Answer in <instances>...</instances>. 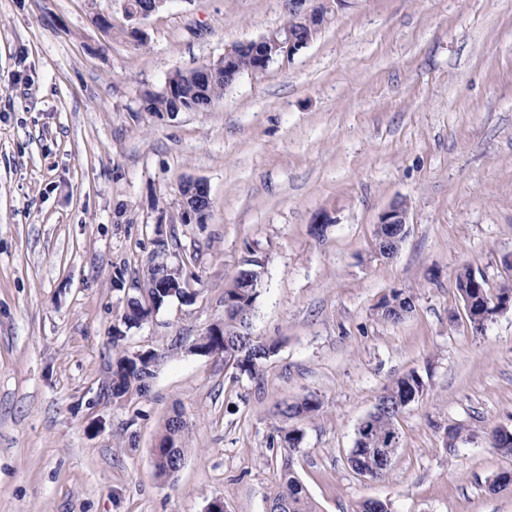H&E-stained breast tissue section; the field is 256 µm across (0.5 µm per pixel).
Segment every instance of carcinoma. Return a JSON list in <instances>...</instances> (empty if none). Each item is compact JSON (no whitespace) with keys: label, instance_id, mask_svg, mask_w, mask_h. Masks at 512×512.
I'll list each match as a JSON object with an SVG mask.
<instances>
[{"label":"carcinoma","instance_id":"1","mask_svg":"<svg viewBox=\"0 0 512 512\" xmlns=\"http://www.w3.org/2000/svg\"><path fill=\"white\" fill-rule=\"evenodd\" d=\"M232 70L240 72H259L260 64L242 52L229 63ZM228 84L224 77L199 86L194 80L183 75L177 91L170 95L166 91L151 94L145 99L144 109L147 112H202L215 100L224 96ZM166 266L155 264L150 268L146 288L143 289L145 301L132 300L131 304L140 308L134 316L121 319L128 329L139 325L153 311L159 310L171 299L169 289L156 288L154 284L161 281ZM258 293L249 287L246 269L239 270L231 282L224 288V323L209 329L200 337L195 350L205 355H221L231 358L236 368L249 375L259 371L263 362L276 350L277 342L258 341L251 336L250 319L254 310ZM155 364L150 358L125 352L118 356L112 371V396L122 398L128 394L145 395L147 386L154 376ZM422 383L414 372L398 378L385 390V398L392 403L397 397L406 396ZM319 408L314 398H304L292 403H284L278 408L279 415L286 420H303L311 417ZM371 435L363 439L355 438V445L350 453L349 461L357 469L367 466V461L375 460L377 449L385 445L389 429L392 427L390 418L384 415L372 416ZM188 428L183 414L177 413L170 417L159 433V442L164 446L162 457L154 461L155 473L158 478L168 480L177 473L179 458L185 456L186 448L183 439ZM303 433L299 429H290L280 436L281 443L288 448V454L281 458L279 481L267 498L268 512H317L316 505L309 498L295 470V461L291 451L299 446Z\"/></svg>","mask_w":512,"mask_h":512}]
</instances>
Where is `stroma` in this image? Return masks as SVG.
Returning a JSON list of instances; mask_svg holds the SVG:
<instances>
[{"mask_svg":"<svg viewBox=\"0 0 512 512\" xmlns=\"http://www.w3.org/2000/svg\"><path fill=\"white\" fill-rule=\"evenodd\" d=\"M121 5L0 0V512H266L276 406L306 396L294 455L319 512H512L488 489L512 455L487 440L512 431V308L474 332L454 284L467 266L512 286V0H348L304 51L174 114L144 97L283 25L288 2L169 0L143 48ZM187 179L209 186L206 223L181 218ZM401 199L387 259L376 222ZM251 256L250 331L278 344L254 377L193 349ZM156 257L192 297L113 343ZM395 290L414 302L398 321L379 308ZM121 349L160 354L146 395L113 398ZM411 372L424 391L392 469L362 477L356 429ZM177 412L187 453L165 482L153 448ZM407 206L401 201L392 203L378 217L376 246L380 255L397 254L407 234Z\"/></svg>","mask_w":512,"mask_h":512,"instance_id":"35a3bbf8","label":"stroma"}]
</instances>
